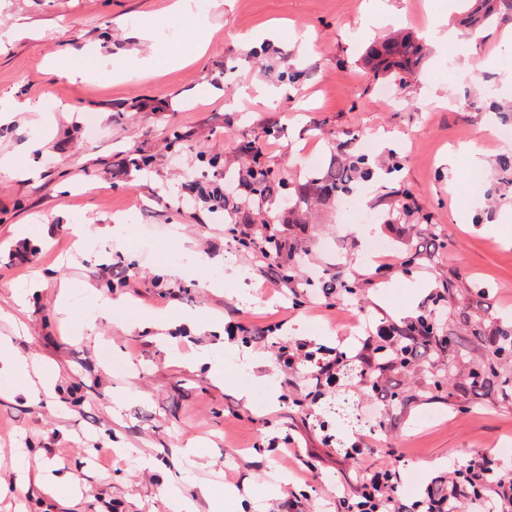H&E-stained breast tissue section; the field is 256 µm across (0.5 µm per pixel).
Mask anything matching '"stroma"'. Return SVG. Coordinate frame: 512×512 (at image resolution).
Wrapping results in <instances>:
<instances>
[{
  "label": "stroma",
  "instance_id": "stroma-1",
  "mask_svg": "<svg viewBox=\"0 0 512 512\" xmlns=\"http://www.w3.org/2000/svg\"><path fill=\"white\" fill-rule=\"evenodd\" d=\"M173 0H0V97H39L44 112H16L0 125V157L23 158L31 141L42 170L32 181L0 172V340L51 378L32 398L0 374V512H178L183 499L207 512L201 487L235 486L242 512H269L294 498L305 512H333L359 466L346 453L360 428L337 423V398L368 421L374 450L365 464L393 463L401 492L416 498L423 483L485 452L512 471V396L468 390L491 355L496 330L512 321V223L489 220L512 206V183L499 162L512 155V56L500 53L512 18L485 25L474 40L462 24L466 0H387L391 25L420 42L428 85L373 77L364 63L372 42L363 21L370 0H219L191 16ZM446 11L459 40L447 49L425 39L431 14ZM162 18L154 40L134 38L143 19ZM315 39L304 52V38ZM86 49L112 63L73 82L55 60ZM154 65L142 80L126 74ZM262 135L263 160L287 178L307 181L329 165L334 149L355 156L364 138L375 176L347 202L312 210L294 224L280 196L267 203L281 238L298 247V280L265 279L267 261L244 251L222 214L210 213L187 183L223 181L245 167L243 146ZM483 149L486 173L466 165L449 172V151L470 141ZM147 161L136 170L133 161ZM479 193H471L472 183ZM410 204L433 227L399 219ZM122 220L124 242L104 233ZM89 224L77 237L74 227ZM387 241L401 259L377 272L365 244ZM207 259L199 268V259ZM131 278L118 283L114 268ZM220 271L216 287L202 276ZM40 292L25 294L32 276ZM347 281L335 311L304 277ZM440 294L454 335L439 354L384 381L394 400L350 382L360 340L380 324L425 313ZM115 299L108 313L97 300ZM181 320L144 329V314ZM223 334L209 332V325ZM344 351L336 384L307 402L309 363L295 371L275 359L280 345ZM211 348L224 369L216 385L207 367L175 361ZM264 353L263 372L239 353ZM456 385L436 395L438 369ZM292 436L322 461L298 474L295 460L270 448ZM200 455L187 462L183 448ZM435 462L432 470L419 462ZM27 473L18 484L19 473ZM68 474L69 497L44 487L47 473ZM178 498L161 496L162 486Z\"/></svg>",
  "mask_w": 512,
  "mask_h": 512
}]
</instances>
